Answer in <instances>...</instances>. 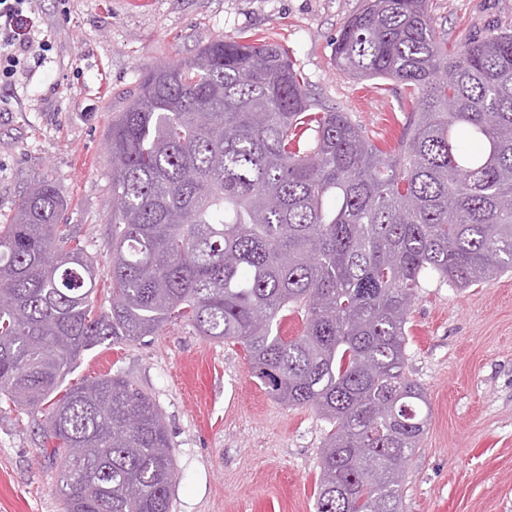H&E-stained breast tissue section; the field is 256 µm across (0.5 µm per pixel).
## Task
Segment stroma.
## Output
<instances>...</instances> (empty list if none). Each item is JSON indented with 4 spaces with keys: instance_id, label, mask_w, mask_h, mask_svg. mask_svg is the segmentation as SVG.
Masks as SVG:
<instances>
[{
    "instance_id": "1",
    "label": "stroma",
    "mask_w": 512,
    "mask_h": 512,
    "mask_svg": "<svg viewBox=\"0 0 512 512\" xmlns=\"http://www.w3.org/2000/svg\"><path fill=\"white\" fill-rule=\"evenodd\" d=\"M363 0H36L47 60L0 84V225L36 177L56 182L64 221L106 282L111 169L106 132L146 68L220 37L285 44L310 92L396 146L410 114L403 86L337 73L332 50ZM449 44L512 29V0H429ZM407 370L431 419L407 462L403 512H512V273L460 290L424 278L407 325ZM121 374L157 404L175 462L171 512H315L327 425L273 398L242 345L186 321L85 352L68 383ZM42 411L0 405V512H64L40 456Z\"/></svg>"
}]
</instances>
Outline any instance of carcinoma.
<instances>
[{
    "instance_id": "cac0c4a2",
    "label": "carcinoma",
    "mask_w": 512,
    "mask_h": 512,
    "mask_svg": "<svg viewBox=\"0 0 512 512\" xmlns=\"http://www.w3.org/2000/svg\"><path fill=\"white\" fill-rule=\"evenodd\" d=\"M334 68L412 90L397 146L320 104L263 36L157 64L107 140L109 286L38 177L0 225V403H52L40 454L65 512H170L174 458L155 402L119 374L62 388L106 341L173 320L241 344L287 406L330 425L316 512H401L430 420L406 373L427 273L469 288L512 271V31L448 52L428 0H365ZM469 140L477 147L461 148ZM303 329L281 333L283 312Z\"/></svg>"
}]
</instances>
